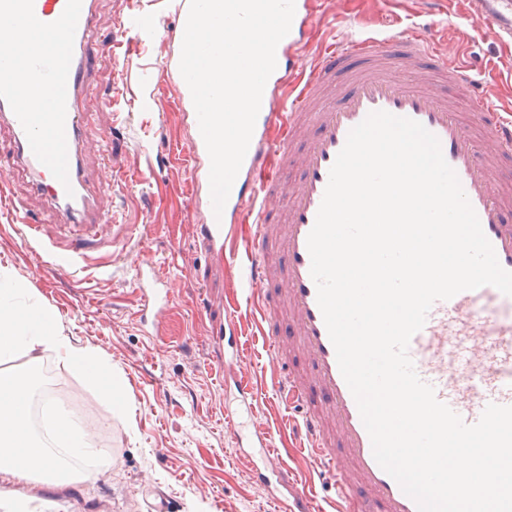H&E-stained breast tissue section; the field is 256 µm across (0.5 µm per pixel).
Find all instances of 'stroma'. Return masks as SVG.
Returning a JSON list of instances; mask_svg holds the SVG:
<instances>
[{
	"label": "stroma",
	"mask_w": 512,
	"mask_h": 512,
	"mask_svg": "<svg viewBox=\"0 0 512 512\" xmlns=\"http://www.w3.org/2000/svg\"><path fill=\"white\" fill-rule=\"evenodd\" d=\"M101 33L135 17L162 21L161 0H99ZM384 25L406 33L435 26L449 51L471 53L492 80L512 78V62L481 23L451 24L424 0H339L317 18L316 42L347 38L364 27ZM157 33L143 28L132 48H118L103 62L91 90L92 103L111 112L94 134L125 161L102 204L111 217V247L100 249L77 279L46 266L45 251L24 242L17 230L31 205L27 178L14 168V207L0 211V268L22 281L33 298L58 315L63 336L95 352L113 369L130 411L121 416L82 378L53 357L45 368L65 380L82 408L78 421L92 430L112 468L93 483L59 482L62 495L93 500L96 512H147L138 485L162 488L180 512H283L254 482L250 461L235 449L224 420V376L209 346L210 326L224 315L226 278L216 273L192 228L185 196L184 148L196 128L176 108L178 73H165ZM146 259L157 264L173 288L165 333L140 326L139 299L131 281Z\"/></svg>",
	"instance_id": "35a3bbf8"
}]
</instances>
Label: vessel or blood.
<instances>
[{
    "label": "vessel or blood",
    "instance_id": "vessel-or-blood-1",
    "mask_svg": "<svg viewBox=\"0 0 512 512\" xmlns=\"http://www.w3.org/2000/svg\"><path fill=\"white\" fill-rule=\"evenodd\" d=\"M177 23L162 45L182 41L189 0H170ZM462 18L490 25L512 56V0H461ZM98 0H0V125L13 134L14 162L30 191L56 217L57 265L76 276L79 254L104 245L108 217L100 201L119 170L91 182L87 159L99 147L87 135L84 98L101 58L95 49ZM319 0H295L291 29L276 49L248 152L222 215L209 193L210 158L202 137L187 148L194 231L211 263L230 273L227 317L211 326L222 352L224 415L234 446L253 464L257 485L283 499L288 512H316L314 483L282 484L285 449L316 463L333 482L328 512H418L416 503L376 462L356 400L338 366L317 301L307 239L330 169L352 128L384 110L421 123L440 141L497 259L512 271V114L493 105L494 83L476 77L459 55L438 50L431 30L392 34L379 27L316 46ZM50 30L52 54L32 53L14 69L10 47L21 34ZM38 84L37 104L22 95ZM145 333L161 335L169 282L150 262L135 267ZM262 340L265 359L246 353V334ZM418 376L468 424L488 404L512 406V296L486 285L436 301L409 344ZM272 397L281 417L258 422ZM39 489L31 512H81Z\"/></svg>",
    "mask_w": 512,
    "mask_h": 512
}]
</instances>
